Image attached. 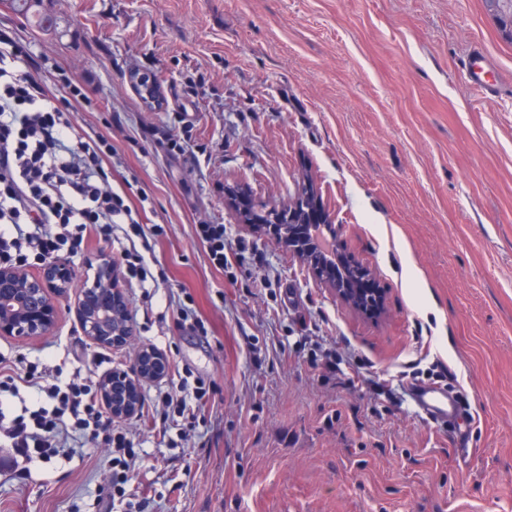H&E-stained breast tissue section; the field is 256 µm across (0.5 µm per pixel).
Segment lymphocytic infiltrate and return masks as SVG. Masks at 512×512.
<instances>
[{
    "label": "lymphocytic infiltrate",
    "instance_id": "f902f5d3",
    "mask_svg": "<svg viewBox=\"0 0 512 512\" xmlns=\"http://www.w3.org/2000/svg\"><path fill=\"white\" fill-rule=\"evenodd\" d=\"M31 48L0 29V266L66 251L78 254L87 234L120 244L129 278L151 275L152 245L136 211L115 191L103 161L113 147L103 136L77 135L67 117L86 100L85 87L69 78L47 89L33 76ZM29 404L16 405L21 389ZM208 390L204 380L181 377L159 392L163 417L191 426ZM112 450V494L131 498L130 484L143 455L128 431L107 413L92 368L70 374L30 364L22 372L0 365V447L32 464L72 459L76 444Z\"/></svg>",
    "mask_w": 512,
    "mask_h": 512
}]
</instances>
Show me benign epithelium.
<instances>
[{"label": "benign epithelium", "mask_w": 512, "mask_h": 512, "mask_svg": "<svg viewBox=\"0 0 512 512\" xmlns=\"http://www.w3.org/2000/svg\"><path fill=\"white\" fill-rule=\"evenodd\" d=\"M488 13L505 19L502 35L512 41V0H484ZM264 217L280 225L281 243L300 258L312 279L327 288L353 313L377 320L384 313L383 289L365 294L367 281L377 282L375 270L352 262L345 253L340 227L327 210L315 183L306 178L288 203L279 208L259 206ZM74 274L70 264L50 260L32 274L20 266L0 267V337L32 341L51 335L58 323L61 301L70 296ZM83 335L94 345L120 346L133 334L132 315L113 263L101 258L91 285L74 299ZM164 357L149 349L139 352L129 371L115 370L101 380V395L113 418L131 417L140 401L117 392L139 388L140 382L162 375Z\"/></svg>", "instance_id": "7a95c632"}]
</instances>
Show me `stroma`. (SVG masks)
Here are the masks:
<instances>
[{
	"label": "stroma",
	"mask_w": 512,
	"mask_h": 512,
	"mask_svg": "<svg viewBox=\"0 0 512 512\" xmlns=\"http://www.w3.org/2000/svg\"><path fill=\"white\" fill-rule=\"evenodd\" d=\"M40 26L0 0V27L84 83L70 119L109 138L114 188L145 198L153 278L125 282L120 347L92 344L69 304L55 332L0 338L17 367L129 369L140 350L205 379L182 447L139 411L145 512H512V43L483 0H43ZM483 51L497 88L465 64ZM152 70L166 104L129 79ZM189 128L185 153L167 134ZM314 178L348 252L387 291L377 323L317 285L273 237L238 223L224 189L285 204ZM197 224L226 228L212 268ZM119 250L91 239L76 286ZM188 292L189 330L172 294ZM463 396L469 444L410 392ZM109 450L0 470V512H112Z\"/></svg>",
	"instance_id": "stroma-1"
}]
</instances>
